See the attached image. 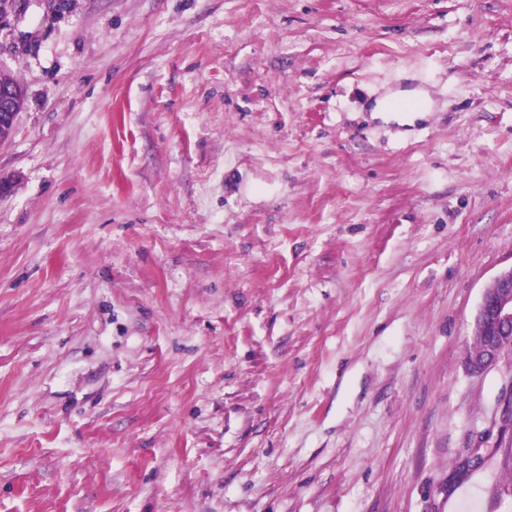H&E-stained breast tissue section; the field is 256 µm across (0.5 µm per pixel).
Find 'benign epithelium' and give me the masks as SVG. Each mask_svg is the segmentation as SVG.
Segmentation results:
<instances>
[{"label":"benign epithelium","mask_w":512,"mask_h":512,"mask_svg":"<svg viewBox=\"0 0 512 512\" xmlns=\"http://www.w3.org/2000/svg\"><path fill=\"white\" fill-rule=\"evenodd\" d=\"M21 105L16 91L0 86V144L12 137ZM475 322L486 324L491 330L487 351L480 361L469 367L471 373L481 374L497 364L501 337L512 335V269L498 275L492 287L485 290Z\"/></svg>","instance_id":"obj_1"}]
</instances>
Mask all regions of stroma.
I'll return each mask as SVG.
<instances>
[{
    "mask_svg": "<svg viewBox=\"0 0 512 512\" xmlns=\"http://www.w3.org/2000/svg\"><path fill=\"white\" fill-rule=\"evenodd\" d=\"M11 3L0 512H512V0ZM491 286L492 288H487L483 293L475 323H486L492 337L488 341L489 336L484 327L475 324L474 341L468 349L466 360L483 357L470 365L469 371L473 374L483 373L495 366L496 355L502 350L501 337L512 335V269L498 275ZM487 342V351L484 354Z\"/></svg>",
    "mask_w": 512,
    "mask_h": 512,
    "instance_id": "35a3bbf8",
    "label": "stroma"
}]
</instances>
